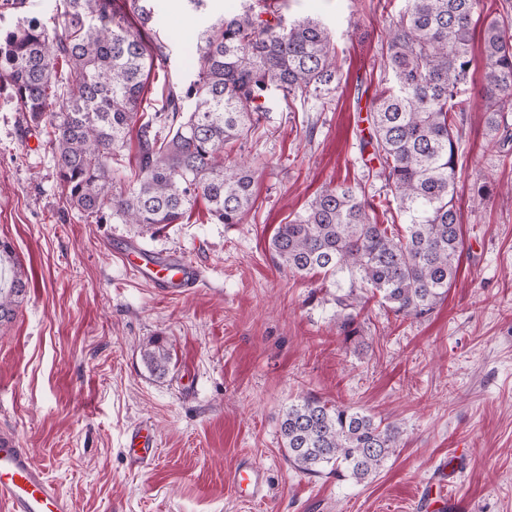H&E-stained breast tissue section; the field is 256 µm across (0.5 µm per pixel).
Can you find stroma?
<instances>
[{"mask_svg": "<svg viewBox=\"0 0 512 512\" xmlns=\"http://www.w3.org/2000/svg\"><path fill=\"white\" fill-rule=\"evenodd\" d=\"M404 7L288 0L289 19L330 28L340 82L321 99L277 103L235 148L257 180L240 224L216 223L202 205L156 237L84 218L61 193L45 128L0 88V241L30 277L13 321L0 326V431L30 449L72 512H413L436 458L455 453L461 512H512V154L486 131L483 55L461 87L464 252L431 314L402 318L369 302L365 344L355 347L336 331L334 285L290 273L268 249L275 228L326 184H360L385 205L389 192L368 176L357 132L392 84L383 40ZM199 30L170 0V56L152 72L148 111L162 107L165 79L185 77ZM477 182L490 189L478 205ZM122 241L194 261L205 286L158 293L115 257ZM156 340L171 354L161 378L141 357ZM306 393L395 423L398 454L362 483L295 471L279 422ZM143 423L159 448L137 468L122 442ZM244 458L264 473L263 501L231 484Z\"/></svg>", "mask_w": 512, "mask_h": 512, "instance_id": "stroma-1", "label": "stroma"}]
</instances>
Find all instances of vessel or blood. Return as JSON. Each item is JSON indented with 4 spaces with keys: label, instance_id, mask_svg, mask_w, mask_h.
Wrapping results in <instances>:
<instances>
[{
    "label": "vessel or blood",
    "instance_id": "obj_1",
    "mask_svg": "<svg viewBox=\"0 0 512 512\" xmlns=\"http://www.w3.org/2000/svg\"><path fill=\"white\" fill-rule=\"evenodd\" d=\"M115 255L129 266L136 277L157 291L182 295L204 282L202 268L176 255H160L139 246L118 248ZM126 455L136 466L153 461L157 439L145 425L129 429L124 438ZM236 488L247 490L249 497H262L265 479L260 469L244 465L233 475ZM456 488L448 484V461L440 459L422 488L418 512H459ZM0 505L6 512H71L68 499L49 479L45 470L34 464L28 449L22 448L7 432H0Z\"/></svg>",
    "mask_w": 512,
    "mask_h": 512
}]
</instances>
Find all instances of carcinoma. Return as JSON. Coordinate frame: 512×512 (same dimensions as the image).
Segmentation results:
<instances>
[{
  "label": "carcinoma",
  "mask_w": 512,
  "mask_h": 512,
  "mask_svg": "<svg viewBox=\"0 0 512 512\" xmlns=\"http://www.w3.org/2000/svg\"><path fill=\"white\" fill-rule=\"evenodd\" d=\"M480 0H407L386 34L393 86L374 99L367 121L375 175L403 224H381L358 187H323L271 237L279 265L303 278L343 277L336 285L337 332L360 336L371 299L399 317L429 315L455 280L463 247L456 169L467 100L459 97L473 64ZM49 31L35 17L0 34V85L30 121L51 128L59 187L69 205L98 224H134L154 236L179 224L203 199L219 224H240L254 207L255 172L228 162L276 96L319 98L340 81L328 28L288 22L279 3L206 20L189 56L192 79L168 85L165 105L142 108L152 70L169 59L158 0H64ZM490 65L486 129L512 142V29L509 15L482 18ZM168 129L166 135L161 130ZM137 183L112 178V154L131 132ZM0 288V326L13 321L29 286L17 262ZM147 368L163 375L170 353L155 341ZM288 464L310 476L369 479L400 447L394 423L306 395L280 420Z\"/></svg>",
  "instance_id": "1"
}]
</instances>
